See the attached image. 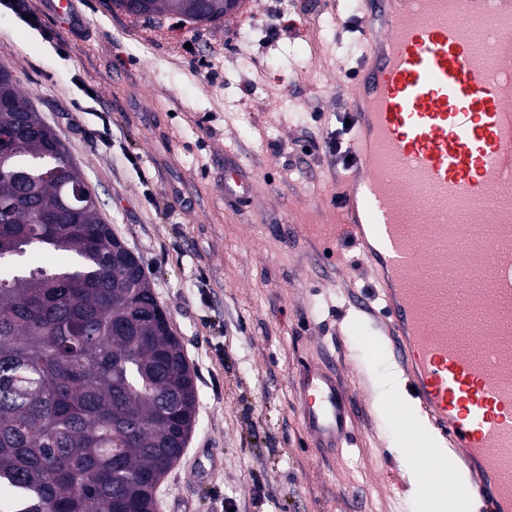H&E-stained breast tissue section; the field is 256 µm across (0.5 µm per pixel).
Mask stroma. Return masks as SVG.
<instances>
[{"instance_id":"obj_1","label":"stroma","mask_w":512,"mask_h":512,"mask_svg":"<svg viewBox=\"0 0 512 512\" xmlns=\"http://www.w3.org/2000/svg\"><path fill=\"white\" fill-rule=\"evenodd\" d=\"M26 4L42 28L0 10V62L140 257L195 375L196 425L157 512H426L431 484L402 493L390 476L405 426L373 400L401 365L371 352L370 275L292 230L331 221L340 170L322 140L349 137L336 79L365 45L357 0H245L215 26L75 0L77 33L49 0ZM228 163L250 199L220 192ZM308 364L355 401L351 443L328 456L292 387Z\"/></svg>"}]
</instances>
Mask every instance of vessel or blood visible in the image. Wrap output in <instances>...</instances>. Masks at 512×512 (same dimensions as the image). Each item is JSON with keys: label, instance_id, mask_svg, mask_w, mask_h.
I'll return each mask as SVG.
<instances>
[{"label": "vessel or blood", "instance_id": "vessel-or-blood-1", "mask_svg": "<svg viewBox=\"0 0 512 512\" xmlns=\"http://www.w3.org/2000/svg\"><path fill=\"white\" fill-rule=\"evenodd\" d=\"M367 45L342 89L351 168L339 224L360 247L407 387L469 467L484 512H512V20L477 0H362ZM320 454L349 444L327 367L293 381Z\"/></svg>", "mask_w": 512, "mask_h": 512}]
</instances>
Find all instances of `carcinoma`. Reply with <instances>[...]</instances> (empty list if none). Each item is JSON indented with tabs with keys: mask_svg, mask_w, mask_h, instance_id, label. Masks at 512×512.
<instances>
[{
	"mask_svg": "<svg viewBox=\"0 0 512 512\" xmlns=\"http://www.w3.org/2000/svg\"><path fill=\"white\" fill-rule=\"evenodd\" d=\"M126 14L224 19V0H149ZM67 148L0 63V512H153L196 421L177 338L139 260Z\"/></svg>",
	"mask_w": 512,
	"mask_h": 512,
	"instance_id": "obj_1",
	"label": "carcinoma"
}]
</instances>
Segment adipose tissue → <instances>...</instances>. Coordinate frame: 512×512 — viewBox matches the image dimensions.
I'll use <instances>...</instances> for the list:
<instances>
[{"mask_svg":"<svg viewBox=\"0 0 512 512\" xmlns=\"http://www.w3.org/2000/svg\"><path fill=\"white\" fill-rule=\"evenodd\" d=\"M375 406L382 415L404 416L409 424L411 434L404 450L409 480L418 486L428 475L437 485L436 492L429 498V512H476V501L460 491L466 479L465 473L449 472L446 449L434 433L419 421L402 386H395L391 396L376 397Z\"/></svg>","mask_w":512,"mask_h":512,"instance_id":"ef3b65f1","label":"adipose tissue"}]
</instances>
